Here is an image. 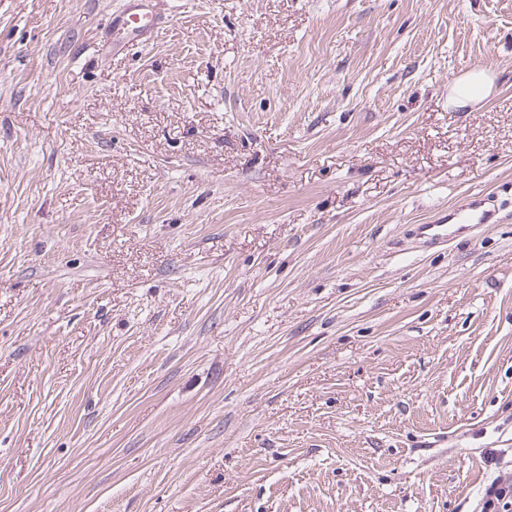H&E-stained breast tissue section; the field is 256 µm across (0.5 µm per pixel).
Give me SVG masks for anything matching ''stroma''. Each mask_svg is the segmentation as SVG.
Listing matches in <instances>:
<instances>
[{
    "label": "stroma",
    "instance_id": "obj_1",
    "mask_svg": "<svg viewBox=\"0 0 512 512\" xmlns=\"http://www.w3.org/2000/svg\"><path fill=\"white\" fill-rule=\"evenodd\" d=\"M119 2L0 0V512H479L512 0H167L116 54ZM492 89V77L485 69H474L457 79L448 92V102L456 107L483 102ZM447 216L448 223L453 224H420L418 234L430 243L448 242L458 230L454 227L456 225L489 224L492 221V215L483 208L482 200L476 199L458 205Z\"/></svg>",
    "mask_w": 512,
    "mask_h": 512
}]
</instances>
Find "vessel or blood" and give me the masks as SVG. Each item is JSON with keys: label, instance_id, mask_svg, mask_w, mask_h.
Returning <instances> with one entry per match:
<instances>
[{"label": "vessel or blood", "instance_id": "1", "mask_svg": "<svg viewBox=\"0 0 512 512\" xmlns=\"http://www.w3.org/2000/svg\"><path fill=\"white\" fill-rule=\"evenodd\" d=\"M157 0H123L122 6L112 15L109 38L114 49L122 50L148 44L166 23V17L157 9ZM490 212L481 201L472 200L458 205L448 214L444 224H421L418 234L430 243L448 241L457 226L491 223Z\"/></svg>", "mask_w": 512, "mask_h": 512}]
</instances>
